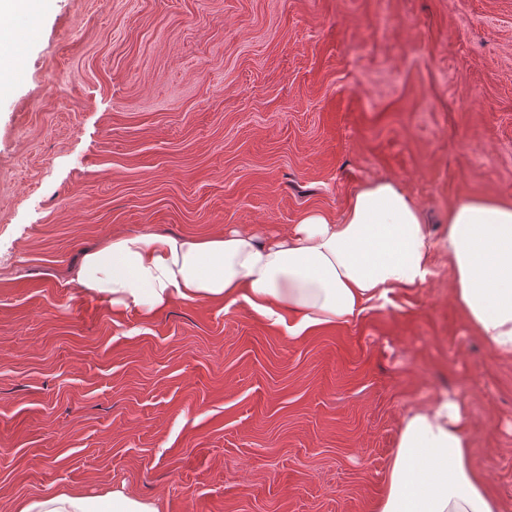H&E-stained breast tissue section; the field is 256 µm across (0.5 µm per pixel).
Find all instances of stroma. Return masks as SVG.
Listing matches in <instances>:
<instances>
[{
  "instance_id": "1",
  "label": "stroma",
  "mask_w": 512,
  "mask_h": 512,
  "mask_svg": "<svg viewBox=\"0 0 512 512\" xmlns=\"http://www.w3.org/2000/svg\"><path fill=\"white\" fill-rule=\"evenodd\" d=\"M0 90V512H373L407 414L464 404L512 512V357L425 286L290 336L243 304L114 315L72 278L136 233L282 231L389 180L440 238L512 199V0H46ZM15 512H161L150 497L112 489L92 494L83 489H55L20 499Z\"/></svg>"
}]
</instances>
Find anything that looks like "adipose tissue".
Instances as JSON below:
<instances>
[{"label": "adipose tissue", "instance_id": "ef3b65f1", "mask_svg": "<svg viewBox=\"0 0 512 512\" xmlns=\"http://www.w3.org/2000/svg\"><path fill=\"white\" fill-rule=\"evenodd\" d=\"M455 300L484 344L512 355V200L465 197L448 213ZM433 242L407 195L371 182L341 216L302 213L274 235L238 228L207 237L137 234L87 252L75 280L114 312L151 318L171 303H246L290 335L347 325L395 289L421 287ZM15 512H161L157 500L112 489H55ZM374 512H500L472 461L467 412L441 399L410 412Z\"/></svg>", "mask_w": 512, "mask_h": 512}]
</instances>
